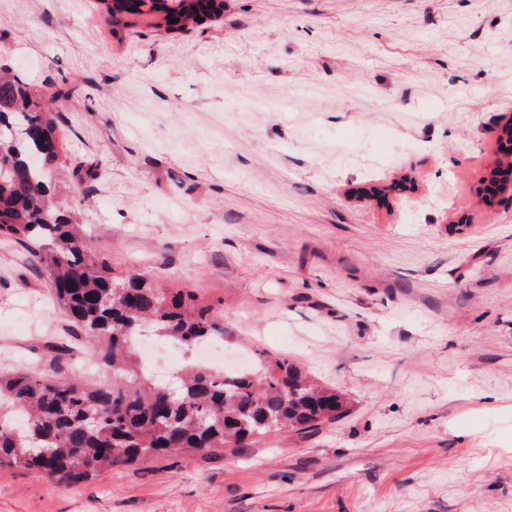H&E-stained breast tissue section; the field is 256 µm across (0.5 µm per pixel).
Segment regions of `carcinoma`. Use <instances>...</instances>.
Here are the masks:
<instances>
[{
  "label": "carcinoma",
  "instance_id": "obj_1",
  "mask_svg": "<svg viewBox=\"0 0 512 512\" xmlns=\"http://www.w3.org/2000/svg\"><path fill=\"white\" fill-rule=\"evenodd\" d=\"M109 22L141 14L101 0ZM167 29L217 17L224 0H143ZM59 108L41 90L0 76V160L22 170L0 177V238L30 249L54 301L112 374L92 385L57 369L0 372V466L38 471L73 487L176 448L192 454L248 448L280 432L306 436L342 418L344 394L311 379L286 356L261 352L255 370L226 376L190 361L179 391L155 378L137 337L191 352L227 335L212 307L188 291L163 288L147 274H125L94 253L68 210L52 201V172L63 143Z\"/></svg>",
  "mask_w": 512,
  "mask_h": 512
}]
</instances>
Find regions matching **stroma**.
I'll use <instances>...</instances> for the list:
<instances>
[{"instance_id":"1","label":"stroma","mask_w":512,"mask_h":512,"mask_svg":"<svg viewBox=\"0 0 512 512\" xmlns=\"http://www.w3.org/2000/svg\"><path fill=\"white\" fill-rule=\"evenodd\" d=\"M0 68L54 93L56 185L91 248L211 305L227 365L284 353L345 392L301 438L173 452L76 487L0 471V512H512V0H224L178 31L96 0H0ZM0 241V371L90 345Z\"/></svg>"}]
</instances>
